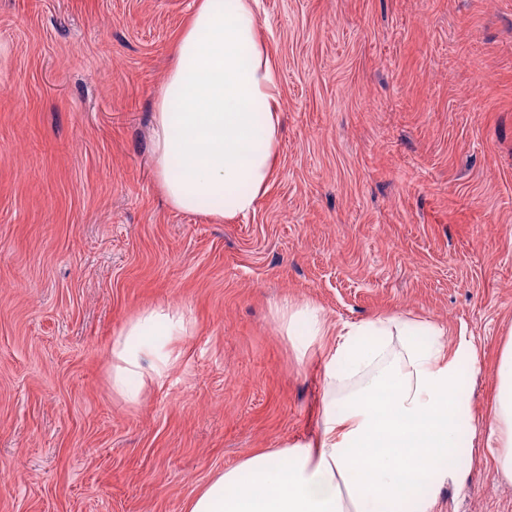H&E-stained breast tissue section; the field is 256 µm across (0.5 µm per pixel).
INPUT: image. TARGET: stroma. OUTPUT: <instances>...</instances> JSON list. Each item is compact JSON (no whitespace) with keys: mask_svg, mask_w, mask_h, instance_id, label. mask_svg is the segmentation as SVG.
I'll use <instances>...</instances> for the list:
<instances>
[{"mask_svg":"<svg viewBox=\"0 0 512 512\" xmlns=\"http://www.w3.org/2000/svg\"><path fill=\"white\" fill-rule=\"evenodd\" d=\"M195 0H0V512H185L217 472L303 446L330 326L446 327L489 420L512 337V0H261L284 131L255 212L214 224L158 192L151 117ZM185 309L186 353L130 405L112 342ZM434 512H512L484 440Z\"/></svg>","mask_w":512,"mask_h":512,"instance_id":"obj_1","label":"stroma"}]
</instances>
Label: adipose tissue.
Listing matches in <instances>:
<instances>
[{"instance_id": "ef3b65f1", "label": "adipose tissue", "mask_w": 512, "mask_h": 512, "mask_svg": "<svg viewBox=\"0 0 512 512\" xmlns=\"http://www.w3.org/2000/svg\"><path fill=\"white\" fill-rule=\"evenodd\" d=\"M259 8L198 0L178 39L152 127L155 182L174 210L243 218L270 188L283 112ZM278 312L299 355L325 348L316 440L246 457L203 485L186 512H432L437 488L462 479L449 459L481 437L512 478V341L484 422L471 413L444 327L393 316L333 331L312 303L286 301ZM190 323L168 304L131 318L110 351L113 393L136 404L147 385H163Z\"/></svg>"}]
</instances>
